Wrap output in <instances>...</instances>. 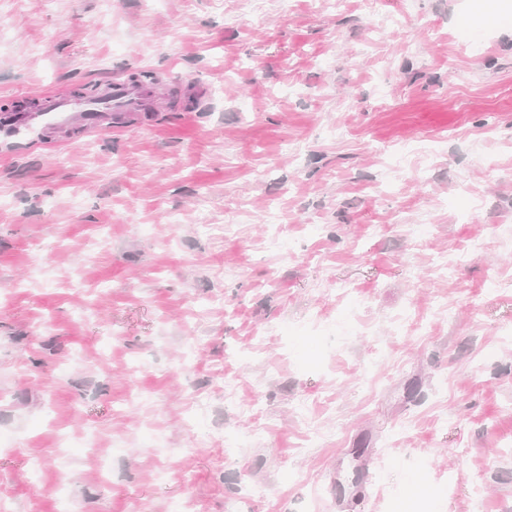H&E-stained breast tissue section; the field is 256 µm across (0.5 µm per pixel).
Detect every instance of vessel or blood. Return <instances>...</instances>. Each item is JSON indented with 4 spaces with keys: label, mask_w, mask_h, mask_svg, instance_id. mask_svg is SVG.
Listing matches in <instances>:
<instances>
[{
    "label": "vessel or blood",
    "mask_w": 512,
    "mask_h": 512,
    "mask_svg": "<svg viewBox=\"0 0 512 512\" xmlns=\"http://www.w3.org/2000/svg\"><path fill=\"white\" fill-rule=\"evenodd\" d=\"M155 96L154 85L134 83L120 76L99 84L91 98L63 92L46 93L36 115L16 116L14 130L40 136L47 129L65 128L75 123L89 129H106L112 126L114 119L132 118L146 111Z\"/></svg>",
    "instance_id": "vessel-or-blood-1"
}]
</instances>
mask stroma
Masks as SVG:
<instances>
[{
  "label": "stroma",
  "instance_id": "stroma-1",
  "mask_svg": "<svg viewBox=\"0 0 512 512\" xmlns=\"http://www.w3.org/2000/svg\"><path fill=\"white\" fill-rule=\"evenodd\" d=\"M510 12L0 0L1 111L130 62L170 85L124 128L0 134L7 512H512Z\"/></svg>",
  "mask_w": 512,
  "mask_h": 512
}]
</instances>
